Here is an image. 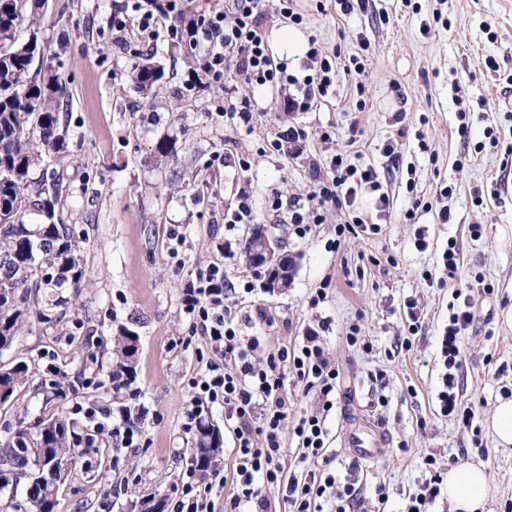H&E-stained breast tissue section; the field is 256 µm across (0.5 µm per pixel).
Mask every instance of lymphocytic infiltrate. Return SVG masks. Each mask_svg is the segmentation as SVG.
I'll use <instances>...</instances> for the list:
<instances>
[{
  "mask_svg": "<svg viewBox=\"0 0 512 512\" xmlns=\"http://www.w3.org/2000/svg\"><path fill=\"white\" fill-rule=\"evenodd\" d=\"M264 14L260 0H226L223 9L201 15L197 21L208 45L203 68L213 81L239 80L257 86H294L288 95L289 111L307 112L318 99L327 97L333 85L335 67L317 44H310L303 63V76L289 74L287 65L275 61L262 30ZM313 197L318 205L333 204L353 210L359 187L377 191V210L390 206L382 192L377 171L369 165L354 166L342 154L331 156L327 165L313 164ZM230 285L224 264L213 261L199 269L194 280L180 290V311L185 334L202 337L212 351L211 358L188 381L197 407L218 405L232 430L236 461L232 476L220 469L198 474L188 468L173 512H201L204 497L214 485L231 484L224 512H270V493H277L288 512H321V498L335 489L334 512H354L360 490L354 481L337 484L336 477L320 471L328 463L326 420L336 406L339 372L315 332L309 331L293 345H283L258 358L261 340L243 335L224 300ZM475 318L473 295H464L453 307L439 338V355L444 368L442 388L437 395L441 416L471 428L474 414L462 408L454 386L453 372L462 362V339ZM302 384L312 395L313 406L286 429L288 418L287 379ZM295 437L299 463L308 467L304 478L285 475L287 437ZM426 475L405 498L403 512H430L441 495L443 476L434 455L423 459Z\"/></svg>",
  "mask_w": 512,
  "mask_h": 512,
  "instance_id": "f902f5d3",
  "label": "lymphocytic infiltrate"
}]
</instances>
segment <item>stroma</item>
I'll return each instance as SVG.
<instances>
[{
	"label": "stroma",
	"instance_id": "1",
	"mask_svg": "<svg viewBox=\"0 0 512 512\" xmlns=\"http://www.w3.org/2000/svg\"><path fill=\"white\" fill-rule=\"evenodd\" d=\"M125 5L26 0L15 32L21 41L38 34L30 79L51 70L64 85L56 107L60 148L31 177L60 183L55 212L80 243L83 278L80 288L55 290L62 304L52 309V322L30 317L13 343L0 348V367L21 361L29 367L26 385L0 405V444L17 428H37L63 411L72 441L83 442L85 451L60 483L54 512H144L150 501L171 503L185 470L176 451L194 446V432L183 428L186 385L205 347L182 342L179 288L197 267L216 260V243L227 240L234 255L224 262L233 285L226 304L244 335L262 336L259 357L313 330L336 362L340 389L327 419L328 469L342 480L356 476L359 512H399L429 453L445 470L484 467L489 512H512V447H499L489 429L498 400L512 397V331L504 325L512 309V93L499 79L512 74V0H367L350 14L336 0H295L304 17L298 26L277 13L276 0H264L269 44L289 72L298 73L299 64L281 51L278 35L291 27L315 37L336 59L331 93L308 112L288 111L279 87L240 82L231 91L210 81L199 49L172 36V29L223 8L224 0H186L181 16L159 19L148 34L113 30L112 14ZM443 17L449 28L441 27ZM490 59L495 68L487 67ZM145 61L162 72L149 97L132 78ZM231 93L255 99L251 129L221 117ZM292 127L308 134L293 155L266 152L269 141ZM489 128L493 146L485 142ZM325 130L332 133L327 143L319 139ZM389 144L396 157L386 154ZM335 152L378 172L388 213L379 215L377 193L367 188L358 191L355 213L381 230L337 236L345 215L327 204L321 223L297 238L287 210L272 209L270 201L278 195L284 203L309 205L310 166ZM243 158L249 169L240 168ZM246 183L255 222L226 226L224 213ZM444 207L452 214L447 224L438 220ZM256 226L295 261L290 286L276 294L245 258ZM173 227L187 236L181 264L167 251ZM420 230L428 243L423 250L415 245ZM450 240L459 253L451 278L441 267ZM428 271L431 286L424 281ZM477 279L489 291L475 297L476 318L455 372L463 404L476 410L469 431L439 413L437 340L456 293ZM245 280L250 288H242ZM322 286L326 299L310 307ZM411 299L421 329L406 351L400 343ZM259 312L264 320H256ZM354 324L371 352L347 344ZM123 332L139 338L137 374L117 393L112 339ZM379 371L386 375L381 383L374 379ZM382 395L384 408L376 404ZM101 409L130 412L146 446L127 449L97 431L91 414ZM366 418L379 423L386 444L355 469L343 437ZM402 443L407 452L399 451Z\"/></svg>",
	"mask_w": 512,
	"mask_h": 512
}]
</instances>
